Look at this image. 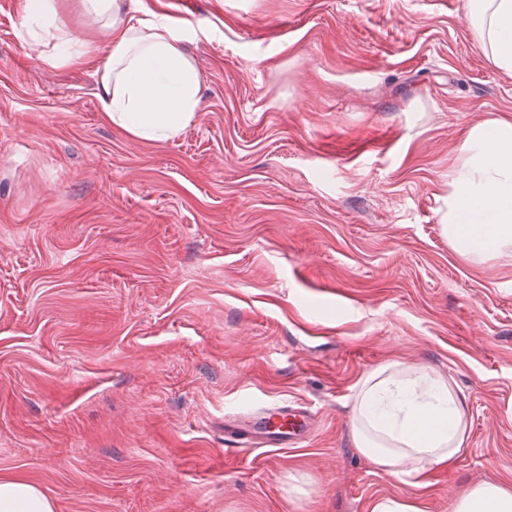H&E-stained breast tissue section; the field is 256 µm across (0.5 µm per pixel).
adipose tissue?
I'll list each match as a JSON object with an SVG mask.
<instances>
[{"mask_svg": "<svg viewBox=\"0 0 512 512\" xmlns=\"http://www.w3.org/2000/svg\"><path fill=\"white\" fill-rule=\"evenodd\" d=\"M91 38L63 29L56 0H22L31 25L70 45L80 64L98 44L109 49L97 71L102 116L144 141L177 137L200 106L199 75L183 51L190 30L154 0H79ZM153 16L146 25L133 11ZM467 24L496 69L512 72V0H468ZM512 121L489 116L472 127L449 172L444 230L466 260L512 258ZM356 450L379 470L413 475L417 487L448 467L467 435V404L439 372L392 362L363 375L351 409ZM0 512H55L46 489L21 477L0 478ZM450 512H512V488L485 481L466 488Z\"/></svg>", "mask_w": 512, "mask_h": 512, "instance_id": "adipose-tissue-1", "label": "adipose tissue"}]
</instances>
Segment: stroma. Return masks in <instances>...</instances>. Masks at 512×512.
Here are the masks:
<instances>
[{
	"instance_id": "obj_1",
	"label": "stroma",
	"mask_w": 512,
	"mask_h": 512,
	"mask_svg": "<svg viewBox=\"0 0 512 512\" xmlns=\"http://www.w3.org/2000/svg\"><path fill=\"white\" fill-rule=\"evenodd\" d=\"M162 2L201 102L144 142L0 0V477L57 512H366L414 491L349 423L400 360L468 407L426 512L511 483L512 259L442 231L462 133L512 121L466 0ZM299 404L297 446L225 455V416Z\"/></svg>"
}]
</instances>
